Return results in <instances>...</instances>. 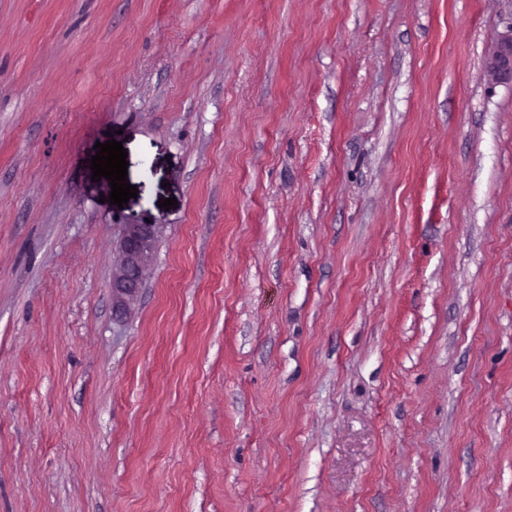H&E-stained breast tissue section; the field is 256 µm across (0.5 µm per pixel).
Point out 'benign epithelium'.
Returning a JSON list of instances; mask_svg holds the SVG:
<instances>
[{
  "mask_svg": "<svg viewBox=\"0 0 512 512\" xmlns=\"http://www.w3.org/2000/svg\"><path fill=\"white\" fill-rule=\"evenodd\" d=\"M487 76L493 82H512V35L502 39ZM155 237L154 224L120 225L119 253L112 273V296L117 305H126L141 287Z\"/></svg>",
  "mask_w": 512,
  "mask_h": 512,
  "instance_id": "obj_1",
  "label": "benign epithelium"
}]
</instances>
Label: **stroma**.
I'll return each mask as SVG.
<instances>
[{
    "label": "stroma",
    "instance_id": "stroma-1",
    "mask_svg": "<svg viewBox=\"0 0 512 512\" xmlns=\"http://www.w3.org/2000/svg\"><path fill=\"white\" fill-rule=\"evenodd\" d=\"M510 34L512 0H0V512H512ZM487 76L493 82H512V34L502 39L498 53L487 67ZM156 225H120L119 253L112 273V296L125 306L141 287L154 248Z\"/></svg>",
    "mask_w": 512,
    "mask_h": 512
}]
</instances>
